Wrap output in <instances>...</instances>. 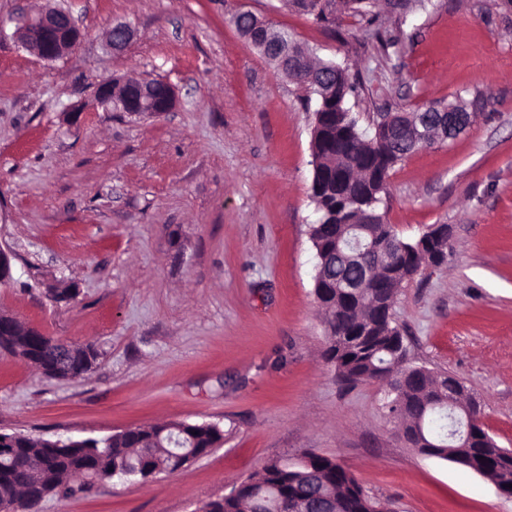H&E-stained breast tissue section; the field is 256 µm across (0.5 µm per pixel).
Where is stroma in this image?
<instances>
[{
  "mask_svg": "<svg viewBox=\"0 0 512 512\" xmlns=\"http://www.w3.org/2000/svg\"><path fill=\"white\" fill-rule=\"evenodd\" d=\"M82 37L46 61L0 0V311L97 360L45 378L0 352V430L105 438L211 422L224 443L172 474L99 481L37 512H196L272 459L341 464L388 512H512V496L406 443L376 382L341 383L314 296V104L236 29L249 11L358 83L376 112L459 103L470 125L395 165L378 211L409 239L448 225L445 264L400 289L412 364L460 377L512 449V0H380L317 22L288 0H59ZM134 36L112 53L105 33ZM390 42L381 49L379 39ZM161 78L172 111L97 106L99 82ZM76 295L55 301L52 286Z\"/></svg>",
  "mask_w": 512,
  "mask_h": 512,
  "instance_id": "obj_1",
  "label": "stroma"
}]
</instances>
